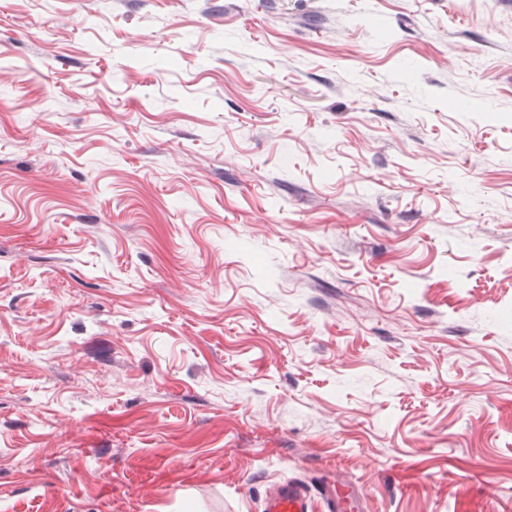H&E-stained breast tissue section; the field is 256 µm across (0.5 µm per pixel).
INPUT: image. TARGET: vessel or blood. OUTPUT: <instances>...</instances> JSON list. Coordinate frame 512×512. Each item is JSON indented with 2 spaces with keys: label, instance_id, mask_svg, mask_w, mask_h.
<instances>
[{
  "label": "vessel or blood",
  "instance_id": "b4317fda",
  "mask_svg": "<svg viewBox=\"0 0 512 512\" xmlns=\"http://www.w3.org/2000/svg\"><path fill=\"white\" fill-rule=\"evenodd\" d=\"M358 504V493L341 495L332 484L314 491L302 482L289 480L266 496L263 512H353Z\"/></svg>",
  "mask_w": 512,
  "mask_h": 512
}]
</instances>
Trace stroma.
I'll use <instances>...</instances> for the list:
<instances>
[{"mask_svg":"<svg viewBox=\"0 0 512 512\" xmlns=\"http://www.w3.org/2000/svg\"><path fill=\"white\" fill-rule=\"evenodd\" d=\"M0 512H512V0H0ZM358 504L357 492L343 496L334 484H324L313 492L300 481L288 480L266 496L263 512H345Z\"/></svg>","mask_w":512,"mask_h":512,"instance_id":"1","label":"stroma"}]
</instances>
